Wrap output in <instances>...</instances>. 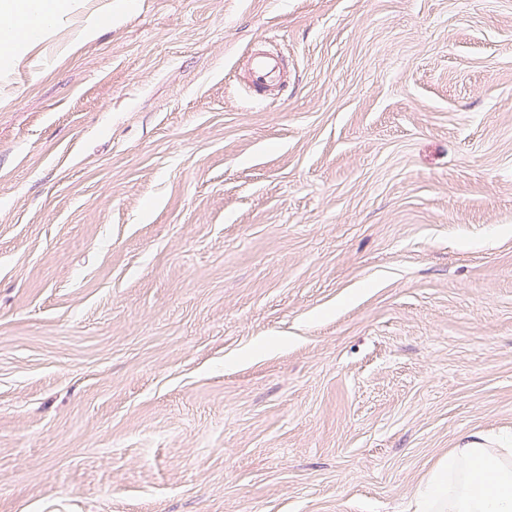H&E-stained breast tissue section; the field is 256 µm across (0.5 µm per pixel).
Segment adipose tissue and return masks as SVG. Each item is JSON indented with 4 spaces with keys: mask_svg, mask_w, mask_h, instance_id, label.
<instances>
[{
    "mask_svg": "<svg viewBox=\"0 0 512 512\" xmlns=\"http://www.w3.org/2000/svg\"><path fill=\"white\" fill-rule=\"evenodd\" d=\"M66 0H0V57H13L19 20L38 17L51 33ZM414 512H512V448H454L413 494Z\"/></svg>",
    "mask_w": 512,
    "mask_h": 512,
    "instance_id": "adipose-tissue-1",
    "label": "adipose tissue"
}]
</instances>
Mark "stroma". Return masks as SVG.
<instances>
[{"mask_svg": "<svg viewBox=\"0 0 512 512\" xmlns=\"http://www.w3.org/2000/svg\"><path fill=\"white\" fill-rule=\"evenodd\" d=\"M510 446L512 0H74L0 72V512H413ZM280 70L278 59L271 53L258 52L250 57L251 78L247 90L252 95L263 94L269 82L277 77Z\"/></svg>", "mask_w": 512, "mask_h": 512, "instance_id": "obj_1", "label": "stroma"}]
</instances>
